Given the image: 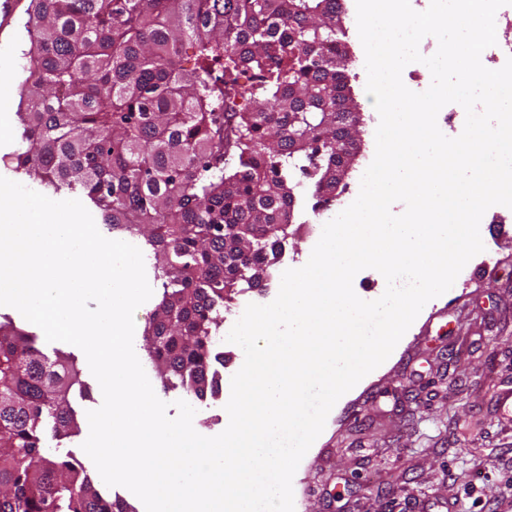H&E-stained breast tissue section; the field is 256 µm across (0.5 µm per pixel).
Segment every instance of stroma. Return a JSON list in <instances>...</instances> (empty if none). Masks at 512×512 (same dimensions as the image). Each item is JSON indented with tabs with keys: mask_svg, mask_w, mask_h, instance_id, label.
I'll list each match as a JSON object with an SVG mask.
<instances>
[{
	"mask_svg": "<svg viewBox=\"0 0 512 512\" xmlns=\"http://www.w3.org/2000/svg\"><path fill=\"white\" fill-rule=\"evenodd\" d=\"M30 0H19L15 20L0 33V83L23 78L22 58L30 45L25 28ZM344 40L351 51L347 73L354 104L364 124L363 151L346 187L325 206L307 187L297 190L291 234L282 259L270 269L264 288L236 295L216 330L215 351L224 355L218 371L217 397L198 399L165 388L145 341L161 287L135 312L134 350L156 393L176 415L175 401L186 399L196 410L195 430L215 436L228 425L225 406L231 378L244 362L242 349L226 336L235 315L248 304L265 305L277 296L281 275L304 266L316 244L307 227L323 224L357 197L361 178L375 155L379 116L366 92L365 53L356 24L355 0L344 2ZM19 100L0 101V176L22 185L29 178L15 172L4 157L20 140ZM480 234L485 249L461 271L448 294L429 301L399 341L393 356L366 375L332 408L323 432L294 475L295 512H420L430 499L451 512H512V417L497 403L501 390L512 389V209L495 205L484 214ZM37 337L45 352L69 355L81 384L72 391L79 431L47 439L50 456L85 460L88 411L101 406V388L83 351L64 342H47L38 326L20 312L0 306V317Z\"/></svg>",
	"mask_w": 512,
	"mask_h": 512,
	"instance_id": "obj_1",
	"label": "stroma"
}]
</instances>
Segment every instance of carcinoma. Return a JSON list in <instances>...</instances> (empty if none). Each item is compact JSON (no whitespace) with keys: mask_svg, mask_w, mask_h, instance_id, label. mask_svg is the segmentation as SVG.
<instances>
[{"mask_svg":"<svg viewBox=\"0 0 512 512\" xmlns=\"http://www.w3.org/2000/svg\"><path fill=\"white\" fill-rule=\"evenodd\" d=\"M339 0H31L15 169L57 192L80 187L104 223L154 253L162 300L145 337L158 375L219 391L213 325L238 288H262L266 225L288 223L302 174L336 193L357 116ZM193 48L188 56L186 45ZM193 59L191 67L185 61ZM258 84L241 106L235 84ZM73 362L0 320V512H128L87 467L44 455L45 430L78 432Z\"/></svg>","mask_w":512,"mask_h":512,"instance_id":"cac0c4a2","label":"carcinoma"}]
</instances>
